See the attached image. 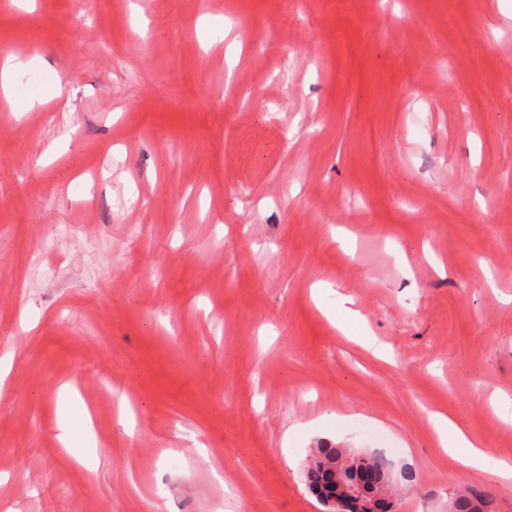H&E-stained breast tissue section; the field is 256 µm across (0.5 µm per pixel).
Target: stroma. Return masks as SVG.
<instances>
[{
    "label": "stroma",
    "mask_w": 512,
    "mask_h": 512,
    "mask_svg": "<svg viewBox=\"0 0 512 512\" xmlns=\"http://www.w3.org/2000/svg\"><path fill=\"white\" fill-rule=\"evenodd\" d=\"M1 55L65 92L0 99V512H324L323 442L512 512V0H0ZM38 56H34L27 62L19 60L13 55L7 56L0 65V92L7 98L14 112H28L37 105L42 104L47 98L60 97L62 95V81L57 76L51 93L40 91L24 98H18L15 95V77L16 74L34 64L38 63ZM431 422L442 448L448 449V453L453 457H456L457 448H468L462 462L471 468H482L487 458L486 450L472 440L463 428L441 414H433Z\"/></svg>",
    "instance_id": "obj_1"
}]
</instances>
